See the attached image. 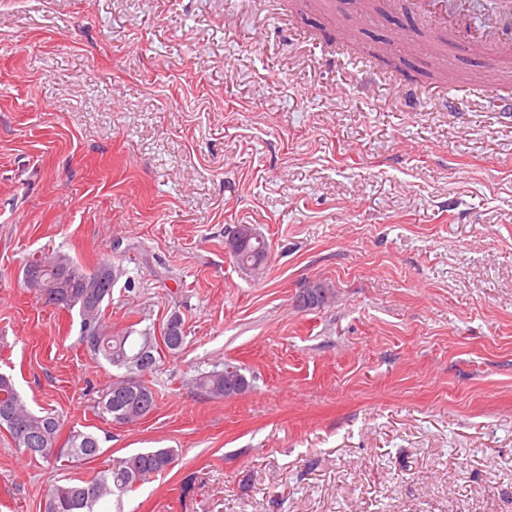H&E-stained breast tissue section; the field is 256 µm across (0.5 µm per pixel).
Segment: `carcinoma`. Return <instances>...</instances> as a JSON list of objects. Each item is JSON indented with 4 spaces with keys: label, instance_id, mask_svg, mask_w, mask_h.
<instances>
[{
    "label": "carcinoma",
    "instance_id": "cac0c4a2",
    "mask_svg": "<svg viewBox=\"0 0 512 512\" xmlns=\"http://www.w3.org/2000/svg\"><path fill=\"white\" fill-rule=\"evenodd\" d=\"M242 239L232 254L237 265L260 276L267 261V243L263 236L247 224L239 225ZM118 267L102 262L84 271L62 252L44 254L23 267L24 287L35 292L45 304L69 312H78L81 341L94 356L102 357L126 373L113 379L97 403L98 413L119 424L140 421L154 409L151 388L139 375L156 364L157 336L149 329L127 328L114 333L106 324L105 303L112 299V288L119 278ZM330 289L310 288L300 304L314 308L325 303ZM162 341L170 351L182 348L186 334L180 317L171 315L162 327ZM196 388L212 397H225L232 391L242 394L250 381L237 366L226 364L222 370H211L195 378ZM0 426L6 428L16 447L34 458L67 459L79 465L99 456L96 435L80 429L70 430L64 445H58L62 423L49 412L30 409L12 379L0 374ZM176 461L173 448H149L121 459L109 475L100 474L90 480L53 486L46 494L43 512H97L115 492H129Z\"/></svg>",
    "mask_w": 512,
    "mask_h": 512
}]
</instances>
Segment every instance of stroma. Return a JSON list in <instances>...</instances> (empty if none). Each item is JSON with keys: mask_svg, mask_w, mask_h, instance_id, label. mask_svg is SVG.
I'll use <instances>...</instances> for the list:
<instances>
[{"mask_svg": "<svg viewBox=\"0 0 512 512\" xmlns=\"http://www.w3.org/2000/svg\"><path fill=\"white\" fill-rule=\"evenodd\" d=\"M417 29L388 0H0V371L101 445L66 465L0 428V512L147 448L178 462L107 512H512V114L469 94L479 57L397 45ZM52 250L123 268L113 327L183 322L137 424L22 285ZM313 281L334 298L299 308ZM227 363L251 389L202 395ZM241 228L242 237L236 253H231L237 265L246 271L257 275H263L267 261V243L261 234L247 224H239L235 228ZM234 228V229H235ZM246 235V236H245Z\"/></svg>", "mask_w": 512, "mask_h": 512, "instance_id": "obj_1", "label": "stroma"}]
</instances>
